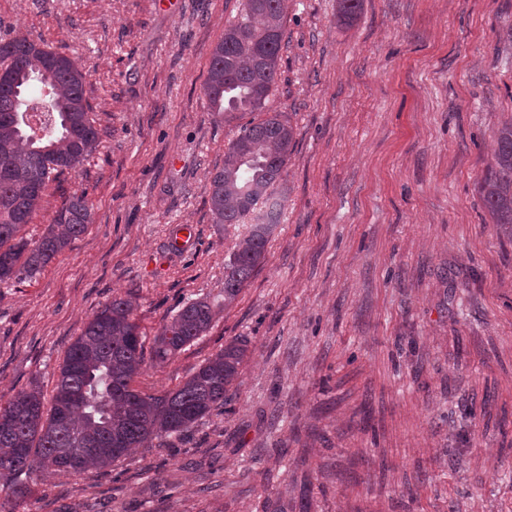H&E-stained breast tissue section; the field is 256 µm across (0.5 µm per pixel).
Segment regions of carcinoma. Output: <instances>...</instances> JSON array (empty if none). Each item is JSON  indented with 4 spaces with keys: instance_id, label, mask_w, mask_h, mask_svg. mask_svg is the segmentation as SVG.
<instances>
[{
    "instance_id": "obj_1",
    "label": "carcinoma",
    "mask_w": 512,
    "mask_h": 512,
    "mask_svg": "<svg viewBox=\"0 0 512 512\" xmlns=\"http://www.w3.org/2000/svg\"><path fill=\"white\" fill-rule=\"evenodd\" d=\"M363 0H338L344 24L360 14ZM284 0H242L236 21L213 48L204 86L215 112H260L276 83L284 38ZM14 75L0 83V283L31 279L92 223L82 194L62 197L38 241L20 236L38 209L52 176L93 154L100 129L90 117L84 76L71 58L26 36L0 43V69ZM48 100L52 115L41 116L39 138L18 122L24 102ZM294 130L273 113L241 128L224 151V164L209 179L217 224H242L247 235L224 263V305H230L264 259L268 238L283 213L273 189L288 161ZM479 192L495 224H512V117L495 133L492 160ZM214 305L199 299L166 324L154 350L163 363L204 335ZM247 345L233 341L205 360L176 390L160 395L132 387L144 364L143 341L132 304L115 297L89 319L60 366L50 408L41 392L0 399V512H15L28 495L25 479L42 471L82 474L101 470L132 448H150L195 427L224 406L238 378Z\"/></svg>"
}]
</instances>
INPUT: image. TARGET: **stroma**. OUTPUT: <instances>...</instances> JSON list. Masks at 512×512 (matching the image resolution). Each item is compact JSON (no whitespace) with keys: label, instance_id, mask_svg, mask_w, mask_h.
I'll use <instances>...</instances> for the list:
<instances>
[{"label":"stroma","instance_id":"stroma-1","mask_svg":"<svg viewBox=\"0 0 512 512\" xmlns=\"http://www.w3.org/2000/svg\"><path fill=\"white\" fill-rule=\"evenodd\" d=\"M241 0H0V39L73 59L101 131L49 182L93 221L34 279L0 284V397L51 398L84 323L131 298L145 363L176 390L233 340L224 406L104 472L43 473L15 512H512V225L477 190L512 117V0H287L265 112H212L210 55ZM294 128L281 224L232 305L224 264L245 226L207 189L240 129ZM182 224L192 240L175 246ZM210 329L165 364L155 340L187 302Z\"/></svg>","mask_w":512,"mask_h":512}]
</instances>
